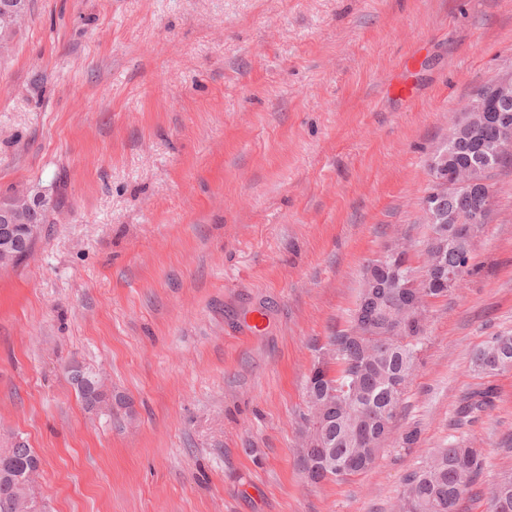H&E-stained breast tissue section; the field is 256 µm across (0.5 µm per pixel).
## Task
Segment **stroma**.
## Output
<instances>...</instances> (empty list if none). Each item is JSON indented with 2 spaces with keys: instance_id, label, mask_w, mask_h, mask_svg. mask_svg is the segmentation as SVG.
<instances>
[{
  "instance_id": "35a3bbf8",
  "label": "stroma",
  "mask_w": 512,
  "mask_h": 512,
  "mask_svg": "<svg viewBox=\"0 0 512 512\" xmlns=\"http://www.w3.org/2000/svg\"><path fill=\"white\" fill-rule=\"evenodd\" d=\"M0 58V199L67 203L0 269V440L42 462L45 512H392L429 451L512 473V162L491 173L479 272L430 303L394 435L342 482L298 461L307 379L350 327L364 263L423 265L429 164L473 91L512 69V0H32ZM412 94L388 96L390 79ZM265 316L263 332L249 326ZM111 409L86 410L73 365ZM493 407L458 425L466 394ZM471 360L478 371L488 375L512 369V338L493 337L474 351Z\"/></svg>"
}]
</instances>
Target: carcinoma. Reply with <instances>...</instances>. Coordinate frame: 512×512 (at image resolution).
Instances as JSON below:
<instances>
[{"mask_svg":"<svg viewBox=\"0 0 512 512\" xmlns=\"http://www.w3.org/2000/svg\"><path fill=\"white\" fill-rule=\"evenodd\" d=\"M493 133L492 121L484 114L472 115L458 130L456 143L433 157L454 172L482 166L480 144ZM481 205L476 196H457L446 201L450 218L430 225L431 234L424 247L425 273L433 282L426 295L438 298L465 288L474 273L470 263L472 243L455 238L451 215H466ZM63 207V197L50 206L39 201L38 208L27 214L26 224H56ZM460 259L458 277L453 284L438 274L448 249ZM378 254L363 265L359 295L375 293L374 323L371 336L362 344H345L346 330L338 329L328 337L329 359L316 367L306 385V409L300 463L312 484L342 481L362 473L375 462L379 450L388 440L397 417L404 390L417 369L424 325L412 318L416 309L407 303L408 293L400 284L415 277L412 267L400 269ZM383 288L375 287L377 283ZM473 366L488 375L512 369V338L493 337L476 349ZM491 387L465 396L456 411L458 421L471 423L492 406ZM4 464L6 477L0 479V512H14L13 497L25 489L13 484L11 476L23 474L37 458L34 451L21 443L8 449ZM484 467V456L477 448L451 442L432 452L423 464L404 479L400 500L408 512H458L463 499ZM509 485L507 491H490L489 512H512V474L499 480Z\"/></svg>","mask_w":512,"mask_h":512,"instance_id":"1","label":"carcinoma"}]
</instances>
